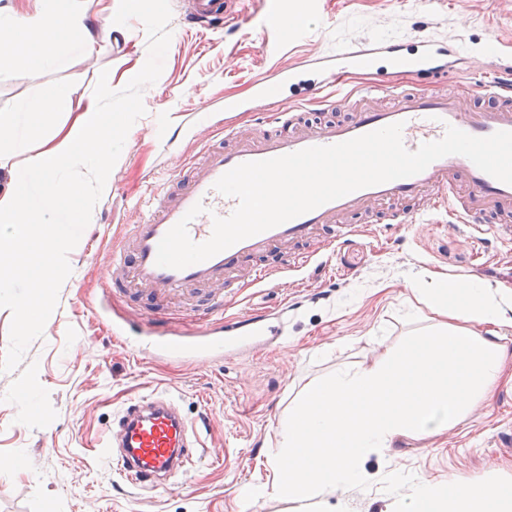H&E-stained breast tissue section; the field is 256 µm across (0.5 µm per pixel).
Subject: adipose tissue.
<instances>
[{
  "label": "adipose tissue",
  "instance_id": "ef3b65f1",
  "mask_svg": "<svg viewBox=\"0 0 512 512\" xmlns=\"http://www.w3.org/2000/svg\"><path fill=\"white\" fill-rule=\"evenodd\" d=\"M94 22L84 0L0 6V28L13 35L8 59L14 74L23 78L52 64L49 46L65 40L93 53L112 37ZM71 104L70 87L51 85L21 111L0 113V136L12 137L10 153H0V288L19 280L35 288L34 298L23 301L28 309L42 302L40 287L54 284L58 257L76 243L55 222L57 211L68 208L79 224L91 221L83 184L68 179V171L81 170L98 194L108 193L102 171L115 160L113 139L128 125L126 116L105 105L102 92L92 91L71 124L42 131L46 111L66 114ZM37 130L41 144L33 153L27 135ZM14 153L26 157L25 181L15 177ZM32 189L41 200L35 212L28 204ZM417 293L430 312L429 327L369 365L310 383L280 420L271 451L278 496L320 504L336 488L367 481L359 468L366 456L390 453L403 439L447 434L492 394L512 361L505 341L512 290L458 274L430 277ZM387 480L406 487L400 512H512L510 478L457 474L407 481L392 471Z\"/></svg>",
  "mask_w": 512,
  "mask_h": 512
}]
</instances>
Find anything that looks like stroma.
<instances>
[{
	"label": "stroma",
	"instance_id": "stroma-1",
	"mask_svg": "<svg viewBox=\"0 0 512 512\" xmlns=\"http://www.w3.org/2000/svg\"><path fill=\"white\" fill-rule=\"evenodd\" d=\"M294 2L285 40L271 29L268 0H239L235 24L214 31L187 26L180 0H141L136 14L101 17L102 26L117 24L124 36L92 55L71 45L60 65L22 79L0 56V112L50 84L82 92L108 77L112 109L129 119L120 162L105 171L110 191L98 199L92 223H73L63 209L55 215L77 247L60 261L39 325L24 330L18 317L26 285L0 291V512H305L298 502L261 498L247 506L240 497L242 484L273 480L268 446L305 384L357 369L399 344L414 327L409 313L422 273L464 272L512 290V250L498 243L511 232L494 237L469 224L453 227L442 211L394 228L389 214L406 205L382 203L371 207L357 236L324 257V271L279 277L260 293L225 301L228 319L289 303L286 334L269 349L198 365L150 360L113 337L108 321L125 308L103 296L113 243L121 225L141 219L151 183L221 143L220 127L210 123L215 99L248 96L251 80L278 63L313 67L353 45L433 37L468 53L446 75L405 74L402 83L460 90L471 103L497 81L498 43L512 38V0H320L312 20L304 0ZM133 69L140 81L129 78ZM377 77L372 64L326 87L332 110L315 101L296 106L284 94L276 107L337 120L353 111L352 93ZM154 391L174 397L203 427L192 472L162 494L121 480L96 450L123 405ZM361 466L373 481L337 489L324 512H395L398 496L381 480L394 468L422 478L512 477V381L435 442L405 439Z\"/></svg>",
	"mask_w": 512,
	"mask_h": 512
}]
</instances>
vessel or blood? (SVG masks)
<instances>
[{
    "mask_svg": "<svg viewBox=\"0 0 512 512\" xmlns=\"http://www.w3.org/2000/svg\"><path fill=\"white\" fill-rule=\"evenodd\" d=\"M233 16L232 0H187L183 11L186 24L203 29L228 25ZM381 55L393 66L408 65L423 76H436L448 68L447 47L424 39L413 53L394 42L366 50L346 48L322 57L317 69L324 79L336 81L359 62ZM296 75L295 66L278 64L270 74L252 81L249 99L225 97V146L209 147L201 163L188 165L176 176L175 187L153 188L148 216L122 233L107 268L106 293L127 294L133 282L148 287L150 294L141 300L140 316L118 313L112 318L113 334L134 342L138 353L202 361L263 346L268 341L264 314H254L245 330L225 325L215 313L223 309L225 297H237L239 291L229 288L228 294H219L216 286H227L229 276L248 264L253 267L250 283L256 286L323 257L356 232L349 216L365 214L372 205L419 201L433 209H452L471 224L482 223L490 213L512 217V185L481 171L464 156L449 155L417 175L357 190L244 239L206 261L181 270L158 266L160 240L192 206L200 203L205 208L188 227L190 238L197 243L210 238L213 216L226 217L236 209L237 199L218 192L215 183L239 164L337 144L397 122L403 125V143L411 151L441 139L450 126L476 137L512 131L509 83L492 90V104L467 112L462 111L458 95L435 91L402 90L379 108L373 103L376 89L371 86L358 92V107L341 121L304 123L297 113L275 112L268 118L269 131L240 136L233 113L269 106L274 90L294 85ZM201 288L206 294L200 299V313L194 316L200 324L197 340H168L163 323L167 311L157 302V295ZM197 445L193 424L169 397L154 393L124 407L100 455L129 484L164 493L172 489L173 477L188 475Z\"/></svg>",
    "mask_w": 512,
    "mask_h": 512,
    "instance_id": "1",
    "label": "vessel or blood"
}]
</instances>
